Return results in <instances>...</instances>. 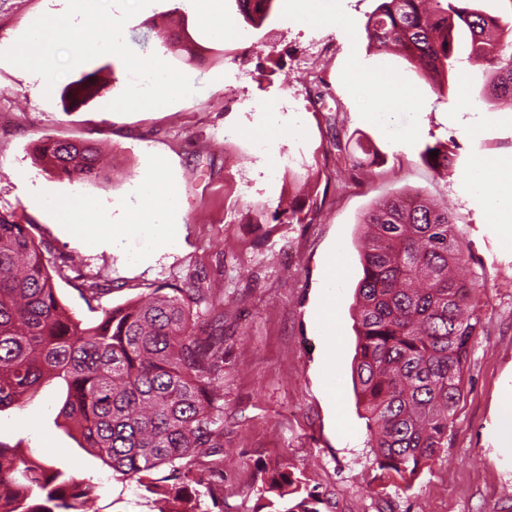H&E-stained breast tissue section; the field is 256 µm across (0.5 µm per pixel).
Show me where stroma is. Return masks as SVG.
Segmentation results:
<instances>
[{
    "label": "stroma",
    "mask_w": 512,
    "mask_h": 512,
    "mask_svg": "<svg viewBox=\"0 0 512 512\" xmlns=\"http://www.w3.org/2000/svg\"><path fill=\"white\" fill-rule=\"evenodd\" d=\"M377 5L337 0L348 19L339 29L305 24L290 0H278L273 22L256 30L235 0H223L219 31L201 24L193 0H153L126 23L124 38L139 56L157 55L187 76L196 92L132 113L102 107L129 82L116 55L83 63L49 92L0 60V212L31 222L50 270L63 272L55 280L61 303L90 327L105 311L190 275L208 288L210 300L224 303V446L195 459L189 475L155 471L159 492L113 473L57 423L61 384L0 412V444L73 473L91 488V512H176L166 490L185 479L194 491L193 512H260L263 477L285 463L301 475L319 512H512V462L503 463L498 451L500 398L512 386V249L467 180L476 159L512 165V105L481 102L479 69L458 68L442 99L403 57L376 53L364 24ZM62 7V0H0V50ZM172 17L200 47L199 56L163 45ZM322 36L336 48L317 58L313 43ZM272 51L284 68L265 77L260 69ZM381 60L410 95L384 125L361 106L354 84L357 68ZM91 71L100 96L66 108L65 89ZM476 121L481 127L473 135ZM47 136L95 144L106 162L103 177L80 183L43 171L33 149ZM338 139L346 158L337 156ZM437 141L455 155L452 176H438L421 157ZM364 146L380 152L383 164L352 169L350 156ZM150 177L176 191L180 253L146 259L139 239L118 250L105 238L88 241L39 201L47 192L103 212L116 204L134 208L142 202L139 184ZM306 180L327 189L314 223H254ZM415 193L448 204L457 218L468 245L463 273L485 281L482 329L467 356L447 448L410 487L390 484L377 494L379 471L352 381L361 222L375 202ZM335 251L346 269L330 339L317 313ZM94 282L102 286L95 295L88 291ZM330 340L332 387L323 374Z\"/></svg>",
    "instance_id": "obj_1"
}]
</instances>
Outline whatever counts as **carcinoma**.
Listing matches in <instances>:
<instances>
[{
    "label": "carcinoma",
    "instance_id": "obj_1",
    "mask_svg": "<svg viewBox=\"0 0 512 512\" xmlns=\"http://www.w3.org/2000/svg\"><path fill=\"white\" fill-rule=\"evenodd\" d=\"M259 28L275 0H236ZM476 0H381L365 32L377 51H395L443 95L462 62L457 39L470 40L468 61L485 68L487 93L512 100V10L491 15ZM96 73L75 83L78 99L98 93ZM438 151V156L430 155ZM53 174L94 182L104 166L89 143L48 138L35 147ZM439 175L453 159L436 143L422 153ZM321 205L299 193L274 211L280 224H311ZM363 223V275L355 289L357 352L352 369L364 407L374 463L410 487L446 447L463 396L464 366L481 326L484 283L457 274L467 256L454 214L418 196L376 203ZM15 212H0V412L58 379V416L82 437L80 448L112 471L149 489L166 466L224 447V337L199 325L206 291L189 279L105 313L83 328L56 293L40 243ZM262 491L269 512H319L300 478L284 465ZM91 489L70 472L0 444V512H84Z\"/></svg>",
    "mask_w": 512,
    "mask_h": 512
}]
</instances>
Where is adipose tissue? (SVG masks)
Segmentation results:
<instances>
[{
	"label": "adipose tissue",
	"mask_w": 512,
	"mask_h": 512,
	"mask_svg": "<svg viewBox=\"0 0 512 512\" xmlns=\"http://www.w3.org/2000/svg\"><path fill=\"white\" fill-rule=\"evenodd\" d=\"M389 91L396 105H405L408 92L399 77L390 73L385 63H377L373 70L365 72L359 86V94L367 111L377 121H385L384 112L375 108L376 91ZM469 182L475 193H483L488 183H496L497 192L486 202V209L493 224L499 228L502 242L512 247V166L499 164L492 158L477 160L469 174ZM161 183L151 180L142 187L145 202L141 210L121 219L105 218L97 209L88 205L54 203V210L69 224L79 225L88 238L109 235L113 246H122L124 241L139 237L149 243L151 254L161 256L178 253L181 232L169 224L168 216L175 209L177 199L171 192L160 189Z\"/></svg>",
	"instance_id": "adipose-tissue-1"
}]
</instances>
